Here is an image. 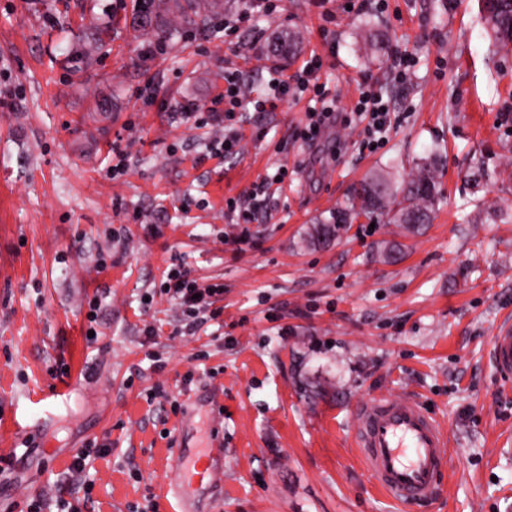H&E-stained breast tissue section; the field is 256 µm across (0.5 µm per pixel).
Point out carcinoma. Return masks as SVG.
I'll list each match as a JSON object with an SVG mask.
<instances>
[{"mask_svg":"<svg viewBox=\"0 0 512 512\" xmlns=\"http://www.w3.org/2000/svg\"><path fill=\"white\" fill-rule=\"evenodd\" d=\"M198 0H172L179 24L192 23ZM168 10L166 0H140L136 14L142 21H150L149 28L158 25L162 14ZM480 18L491 32L494 52H512V0H478ZM300 36L284 32L271 46L274 54L294 56L299 48ZM441 152L433 147L428 156L414 163L400 189H394L390 179L373 173L365 177L354 189L343 207L336 209L330 221L316 225L311 240L325 244L342 224H351L363 215L370 221L400 224L411 233L419 232L433 220L434 206L440 194L439 171Z\"/></svg>","mask_w":512,"mask_h":512,"instance_id":"1","label":"carcinoma"}]
</instances>
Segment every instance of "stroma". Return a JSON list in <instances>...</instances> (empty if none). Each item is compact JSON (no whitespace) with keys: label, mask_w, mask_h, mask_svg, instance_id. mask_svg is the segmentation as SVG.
<instances>
[{"label":"stroma","mask_w":512,"mask_h":512,"mask_svg":"<svg viewBox=\"0 0 512 512\" xmlns=\"http://www.w3.org/2000/svg\"><path fill=\"white\" fill-rule=\"evenodd\" d=\"M340 3L281 0L226 36L215 24L245 4L224 0L162 40L133 29L134 0H0V512L54 499L94 440L112 452L90 462L81 512H512V383L489 360L512 318V54L492 53L478 0ZM286 29L302 47L278 61ZM369 34L389 44L382 63ZM313 51L343 112L362 82L390 102L386 143L364 148L356 119L308 147L307 102L288 97L243 112L239 155L206 158L221 126L180 107L209 106L228 70L259 96L267 67L293 73ZM401 52L416 60L402 84ZM435 143L441 196L421 233L362 220L310 243L353 183ZM281 164L269 214L230 223L227 200ZM487 200L501 217L465 223ZM177 261L224 287L223 315L193 337L161 292ZM378 395L414 396L448 428L429 503L388 495L356 451L354 409ZM211 447L221 480L181 499L180 455Z\"/></svg>","instance_id":"stroma-1"}]
</instances>
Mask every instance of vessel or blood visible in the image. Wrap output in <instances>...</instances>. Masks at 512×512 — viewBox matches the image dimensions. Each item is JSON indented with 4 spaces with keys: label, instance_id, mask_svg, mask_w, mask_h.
I'll list each match as a JSON object with an SVG mask.
<instances>
[{
    "label": "vessel or blood",
    "instance_id": "b4317fda",
    "mask_svg": "<svg viewBox=\"0 0 512 512\" xmlns=\"http://www.w3.org/2000/svg\"><path fill=\"white\" fill-rule=\"evenodd\" d=\"M490 358L504 382L512 381V322L496 329ZM353 434L357 448L378 485L397 499L422 504L441 485L447 460L448 432L410 396L373 397L356 411ZM222 467L210 453L179 465L175 485L188 492L213 483Z\"/></svg>",
    "mask_w": 512,
    "mask_h": 512
}]
</instances>
